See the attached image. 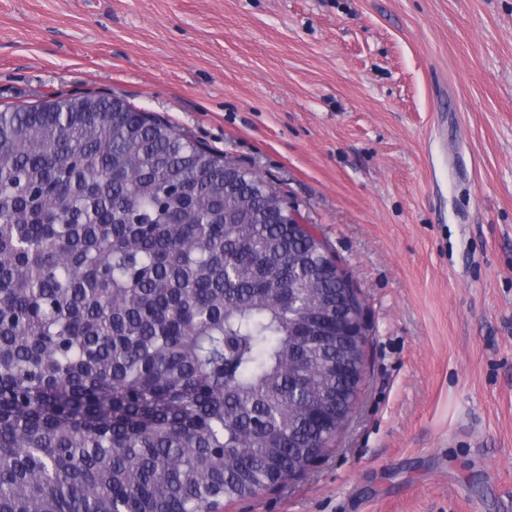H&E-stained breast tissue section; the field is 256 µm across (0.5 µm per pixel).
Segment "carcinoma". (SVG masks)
I'll return each mask as SVG.
<instances>
[{
  "instance_id": "carcinoma-1",
  "label": "carcinoma",
  "mask_w": 512,
  "mask_h": 512,
  "mask_svg": "<svg viewBox=\"0 0 512 512\" xmlns=\"http://www.w3.org/2000/svg\"><path fill=\"white\" fill-rule=\"evenodd\" d=\"M282 201L119 96L0 110V512H221L331 450L361 299ZM368 334L364 327L362 316H350L346 322L336 323V340L345 343L347 347V359L350 358V345L353 339L367 338Z\"/></svg>"
}]
</instances>
